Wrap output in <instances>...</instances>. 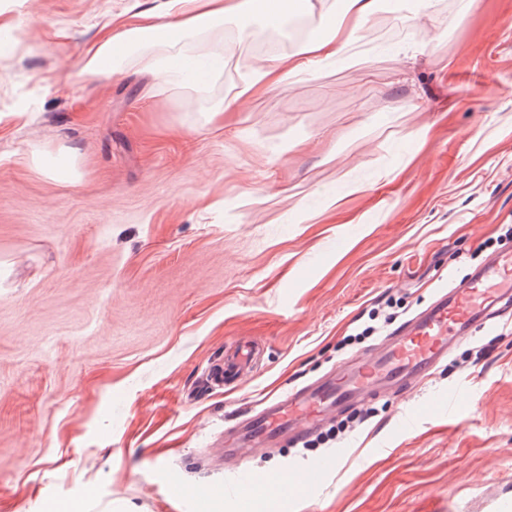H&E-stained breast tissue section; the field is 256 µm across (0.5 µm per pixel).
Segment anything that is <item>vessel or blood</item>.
I'll return each mask as SVG.
<instances>
[{
	"mask_svg": "<svg viewBox=\"0 0 512 512\" xmlns=\"http://www.w3.org/2000/svg\"><path fill=\"white\" fill-rule=\"evenodd\" d=\"M511 304L512 252L490 255L468 277L443 290L433 306L409 320L397 336L387 338L385 351L343 369L339 376L293 388L251 411L246 419L248 446L261 448L284 435L301 443L323 425L329 412L362 403L384 390L396 394L428 379L454 342L469 338L474 328L493 322ZM259 352L258 342L236 343L223 363L209 370V380L220 385L249 373ZM338 463L337 455L321 456L300 478L285 472L243 471L233 489L244 502L272 483L288 497L303 496Z\"/></svg>",
	"mask_w": 512,
	"mask_h": 512,
	"instance_id": "obj_1",
	"label": "vessel or blood"
}]
</instances>
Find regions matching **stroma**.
Listing matches in <instances>:
<instances>
[{
  "mask_svg": "<svg viewBox=\"0 0 512 512\" xmlns=\"http://www.w3.org/2000/svg\"><path fill=\"white\" fill-rule=\"evenodd\" d=\"M167 0H0V512H193L167 484L227 482L211 454L265 399L368 355L489 255L512 251V0H397L316 65L237 98L253 0L205 91L85 53ZM231 104L224 125L206 122ZM74 167L73 181L51 170ZM383 319L361 341L350 334ZM262 342L231 388L210 364ZM464 394L455 413L447 395ZM344 409L339 467L302 498L207 512H512V315L397 399ZM325 445L257 452L294 470Z\"/></svg>",
  "mask_w": 512,
  "mask_h": 512,
  "instance_id": "obj_1",
  "label": "stroma"
}]
</instances>
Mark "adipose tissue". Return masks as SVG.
<instances>
[{
    "label": "adipose tissue",
    "mask_w": 512,
    "mask_h": 512,
    "mask_svg": "<svg viewBox=\"0 0 512 512\" xmlns=\"http://www.w3.org/2000/svg\"><path fill=\"white\" fill-rule=\"evenodd\" d=\"M170 35L158 38L161 25L154 15L143 14L134 22L113 21L112 32L91 49L87 73L108 79L118 73L126 60L141 69L175 83H190L194 77L177 68L180 60H212L215 47L211 36L224 17L238 14L240 0H168ZM379 0H337L326 16L296 50L277 62L258 67L242 87V94L259 95L280 87L287 79L306 72L313 63L343 56L352 42L347 31L353 20L376 12Z\"/></svg>",
    "instance_id": "adipose-tissue-1"
}]
</instances>
